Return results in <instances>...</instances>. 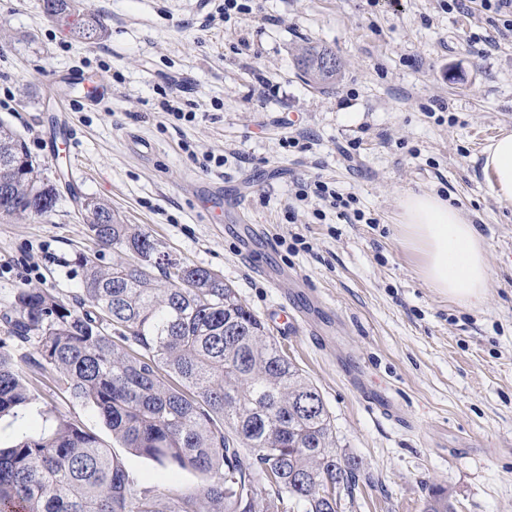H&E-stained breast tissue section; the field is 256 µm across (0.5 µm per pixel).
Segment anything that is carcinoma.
Here are the masks:
<instances>
[{
    "label": "carcinoma",
    "mask_w": 512,
    "mask_h": 512,
    "mask_svg": "<svg viewBox=\"0 0 512 512\" xmlns=\"http://www.w3.org/2000/svg\"><path fill=\"white\" fill-rule=\"evenodd\" d=\"M42 11L75 39L101 35L76 0H40ZM298 68L319 84L336 81L340 61L310 43ZM0 123V183L10 200L0 217L44 216L30 208L40 168ZM97 245L129 255L101 267L80 253L81 297L73 302L20 288L0 316V417L38 395L14 361L30 345L31 369L51 371L70 398L97 412L135 455L191 467L206 478L167 498L138 488L96 435L54 416L41 436L0 448V512H339L357 464L336 448L317 386L267 335L261 319L211 270L162 254L149 233L124 224L103 200L83 206ZM423 512H454L442 489Z\"/></svg>",
    "instance_id": "1"
}]
</instances>
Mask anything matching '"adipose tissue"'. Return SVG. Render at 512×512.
Masks as SVG:
<instances>
[{"label":"adipose tissue","instance_id":"1","mask_svg":"<svg viewBox=\"0 0 512 512\" xmlns=\"http://www.w3.org/2000/svg\"><path fill=\"white\" fill-rule=\"evenodd\" d=\"M483 170L492 194L512 202V133L485 148ZM398 230L430 288L466 307L483 303L490 266L483 238L463 210L436 194L410 192L399 202Z\"/></svg>","mask_w":512,"mask_h":512}]
</instances>
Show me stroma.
Instances as JSON below:
<instances>
[{
  "mask_svg": "<svg viewBox=\"0 0 512 512\" xmlns=\"http://www.w3.org/2000/svg\"><path fill=\"white\" fill-rule=\"evenodd\" d=\"M77 0L101 18L92 44L74 40L39 0H0V120L56 187L44 217L0 219V306L20 288L71 298L76 253L96 250L79 200L111 204L170 259L216 272L266 323L315 385L340 449L358 464L340 512H423L431 488L455 512H512V203L492 196L482 150L512 130V39L472 43L501 22L474 0ZM342 62L334 85L309 83L294 61L305 41ZM107 87L86 103L71 77ZM192 121L162 112L168 84ZM69 122L71 153L53 143V115ZM305 134V149L285 138ZM356 142L351 154L342 146ZM223 167L203 169L206 157ZM331 183L349 213L299 204L301 186ZM239 206L213 224L201 191ZM433 192L463 207L492 271L468 309L420 277L396 232L398 202ZM259 224L243 242L238 229ZM288 273L287 289L256 270ZM302 319L288 330L282 305ZM36 404L0 418V448L35 437L62 414L94 433L135 484L164 493L204 484L115 441L90 407L50 374L33 377ZM372 389L402 418L362 399Z\"/></svg>",
  "mask_w": 512,
  "mask_h": 512,
  "instance_id": "stroma-1",
  "label": "stroma"
}]
</instances>
